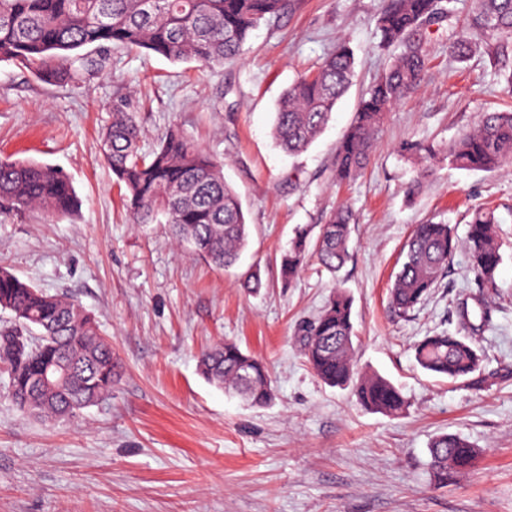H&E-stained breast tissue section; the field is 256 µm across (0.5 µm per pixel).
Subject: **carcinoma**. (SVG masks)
Returning a JSON list of instances; mask_svg holds the SVG:
<instances>
[{"label":"carcinoma","mask_w":512,"mask_h":512,"mask_svg":"<svg viewBox=\"0 0 512 512\" xmlns=\"http://www.w3.org/2000/svg\"><path fill=\"white\" fill-rule=\"evenodd\" d=\"M472 23L453 42L452 54L466 60L474 32L489 30L512 38V0H474ZM290 0H0V62L18 61L46 81L74 83L80 72H94L101 61L80 53L87 47L145 50L173 62L224 67L262 22L285 12ZM444 16L441 0H387L377 18L380 44L398 46L387 67L361 98L354 122L336 148L335 174L349 181L366 166L385 112L421 82L426 55L422 31ZM353 51L340 43L313 71L302 75L281 98L273 137L290 154L307 150L327 125L354 78ZM144 130L128 98L112 101V122L100 137V150L119 187L125 190L134 224L171 226L176 240L218 267H229L248 242L249 230L236 191L224 180L223 165L179 131L142 150ZM422 160L442 157L466 170H492L512 158V112H485L475 126L440 151L412 145ZM78 198L59 168L35 161L0 159V214L40 212L48 218L73 213ZM352 214L333 211L315 241L301 230L280 263L283 281L292 282L309 250L334 274L349 257ZM492 212L473 215L464 248L473 269L494 279L502 261ZM459 247L450 227L419 224L407 243L405 259L391 287L394 310L407 314L436 287L448 258ZM0 309L14 315L0 330V363L6 366L7 395L29 416L61 421L112 396V343L77 301L49 294L0 265ZM304 356L326 385L348 388L374 412L397 416L408 408L399 388L354 364L352 299L343 291L330 297L318 318L302 329ZM414 359L429 374L481 385L480 355L463 336L442 331L415 344ZM199 370L212 384L231 390L255 406L273 399L262 360L234 343L199 356ZM46 371L62 377L39 383ZM435 485L446 487L476 467L480 452L452 434L429 446Z\"/></svg>","instance_id":"1"}]
</instances>
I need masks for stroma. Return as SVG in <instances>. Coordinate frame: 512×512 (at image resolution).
<instances>
[{
  "label": "stroma",
  "instance_id": "1",
  "mask_svg": "<svg viewBox=\"0 0 512 512\" xmlns=\"http://www.w3.org/2000/svg\"><path fill=\"white\" fill-rule=\"evenodd\" d=\"M471 3L443 0L447 16L424 34L423 81L386 112L367 167L348 184L335 178L336 147L389 61L376 28L384 0H294L214 72L115 48L76 87L0 62V157L59 167L81 202L52 222L37 212L0 217V264L92 312L115 372L111 399L51 422L5 400L0 369V512H512V160L469 171L403 150L448 146L480 113L512 108V54L494 59L495 36H476L463 61L448 51ZM342 41L355 55L354 83L322 134L288 155L272 139L277 101ZM119 91L138 107L144 150L174 125L222 161L249 224L233 267L177 247L168 225L131 223L99 150ZM340 206L354 219L343 268L330 274L311 256L283 283L280 258L295 229H318ZM482 208L499 219L494 282L460 248L430 296L395 315L389 289L413 227L441 222L462 241ZM253 270L261 287L242 288ZM337 288L353 301L359 367L402 390L405 414L364 409L309 368L298 328ZM463 302L483 357L479 389L431 375L413 357L424 337L458 331ZM222 342L265 362L270 405H246L204 379L198 355ZM442 433L481 458L438 487L428 447Z\"/></svg>",
  "mask_w": 512,
  "mask_h": 512
}]
</instances>
